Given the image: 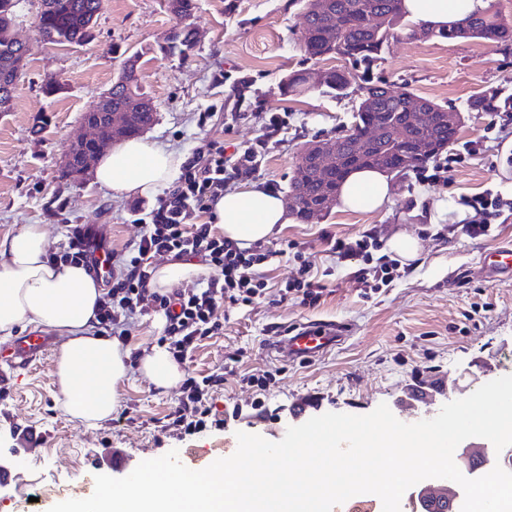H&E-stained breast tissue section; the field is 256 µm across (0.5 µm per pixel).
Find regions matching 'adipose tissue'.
Masks as SVG:
<instances>
[{"mask_svg":"<svg viewBox=\"0 0 512 512\" xmlns=\"http://www.w3.org/2000/svg\"><path fill=\"white\" fill-rule=\"evenodd\" d=\"M406 16L444 29L481 11L486 0H403ZM181 160L142 138L118 143L103 153L95 181L112 197L149 196L173 182ZM389 176L375 169L351 172L338 190L344 209L374 212L391 200ZM214 219L226 238L240 246L267 239L289 221L281 197L258 187L226 191L214 206ZM48 240L41 225L29 224L0 240V335L39 324L64 341L55 358L58 393L65 411L88 425L109 419L118 403L116 386L128 373L129 352L118 339L94 330L102 286L82 266L47 264ZM141 373L156 387H174L182 371L165 347L140 356Z\"/></svg>","mask_w":512,"mask_h":512,"instance_id":"1","label":"adipose tissue"}]
</instances>
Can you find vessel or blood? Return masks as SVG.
Wrapping results in <instances>:
<instances>
[{"mask_svg":"<svg viewBox=\"0 0 512 512\" xmlns=\"http://www.w3.org/2000/svg\"><path fill=\"white\" fill-rule=\"evenodd\" d=\"M482 267L490 280L511 278L512 246L507 245L485 255ZM347 331L348 326L344 323H299L288 336L277 340L272 350L279 359L287 362L315 360L340 344ZM54 344V338L47 331L34 330L18 337L10 345L8 359L12 366L26 368L48 356Z\"/></svg>","mask_w":512,"mask_h":512,"instance_id":"1","label":"vessel or blood"}]
</instances>
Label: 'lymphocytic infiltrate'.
<instances>
[{
	"instance_id": "f902f5d3",
	"label": "lymphocytic infiltrate",
	"mask_w": 512,
	"mask_h": 512,
	"mask_svg": "<svg viewBox=\"0 0 512 512\" xmlns=\"http://www.w3.org/2000/svg\"><path fill=\"white\" fill-rule=\"evenodd\" d=\"M251 83V78L245 76L233 80L230 91L234 105L217 119L229 132L248 114L258 115L262 120L260 134L230 150L223 140H212L206 152L185 161L178 183L165 196L153 205L135 207L142 230L124 249L111 254L112 270L96 314L100 333L123 340L137 317L163 315L166 325L162 340L172 358L181 362L203 338L223 332L224 320L218 313L223 305L250 307L268 297L305 309L320 305L326 285L313 274L303 250L292 254L298 265L295 275L276 286L268 277V267L276 256L270 244L260 241L239 247L208 220L215 203L231 185L260 176L270 141L288 132V113L266 111L261 99H247ZM246 103L251 113H243ZM466 204L473 216L461 230L474 240L488 236L495 221L504 213H512L511 198L490 192L467 199ZM68 234L67 250L47 253V261L91 266V256L103 246V239L93 231H80L74 224ZM323 239L338 261L351 267L350 280L362 295L377 292L408 272L399 260L383 254L375 230H365L352 238L327 232ZM164 256L199 260L209 273L173 288L152 287L154 261ZM233 371V366L227 364L204 375L187 376L180 385L179 403L170 415L171 428L191 435L215 420L214 397L223 391L224 378Z\"/></svg>"
}]
</instances>
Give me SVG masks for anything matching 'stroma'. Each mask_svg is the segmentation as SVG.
Listing matches in <instances>:
<instances>
[{"instance_id": "1", "label": "stroma", "mask_w": 512, "mask_h": 512, "mask_svg": "<svg viewBox=\"0 0 512 512\" xmlns=\"http://www.w3.org/2000/svg\"><path fill=\"white\" fill-rule=\"evenodd\" d=\"M196 3L197 42L181 56L165 49L174 23L166 0H100L93 37L80 45L37 41L39 2L19 0L13 31L30 51L12 108L0 112V239L39 224L50 251L60 252L68 247L71 224L95 225L117 250L138 235L133 208L141 201L154 204V197L116 199L92 175L78 182L59 176L82 115L111 88L131 56L138 60L140 91L157 110L146 139L185 159L206 151L211 140L223 135L220 127L201 118L229 105L225 75H253L251 97L292 118V130L271 144L255 181L260 188L277 184L282 195L301 153L349 122L370 79L409 84L415 94L463 111L459 138L479 142L482 149L455 164L445 183L423 184L413 174L392 178V202L383 210L356 212L337 206L313 221L283 225L272 235L282 254L271 265V278L278 282L294 273L286 249L295 243L303 247L315 272L326 273L327 294L313 309L269 300L250 308L221 309L223 334L199 342L182 368L190 375L206 373L223 366L227 357L238 358V373L227 378L218 402L222 429L186 437L171 431L159 438L179 390L154 387L135 370L117 386L119 405L134 408L135 423L107 420L88 426L70 417L56 398L54 357L24 370L0 360V375L8 377L10 386L9 395L0 399V446L16 449L21 459L17 482L7 486L0 512H17L19 500L35 486L45 488L47 508L89 497L82 478L94 466L110 474L106 455L111 450L126 454L134 467L171 450L191 448L194 456L182 462L192 469L234 454L240 431L278 441L279 429L299 423L290 414L298 398L313 399V417L327 412L366 415L384 403L403 421L408 414L401 400L411 386L428 388L443 380L468 395L512 375V280L488 282L481 269L486 249L512 244V217L476 240L458 232L443 240L433 235L458 222L456 212L436 213L437 200L459 205L488 190L512 197V136L499 142L498 131L490 127L493 113L466 109L468 100L484 89L512 93V45L419 39L411 34L416 26L411 20L390 38L384 61L365 74L338 58H306L300 49V0ZM331 67L348 69L345 95L319 89L297 96L283 93L288 76ZM48 73L62 80L61 92L51 98L40 91ZM371 228L386 239L408 234L417 240L418 250L405 277L366 298L350 281L348 268L327 252L321 236L329 231L353 237ZM325 320L351 324L345 342L318 360L285 363L265 393L264 408L253 409L247 376L276 364L265 344L266 329Z\"/></svg>"}]
</instances>
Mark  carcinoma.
<instances>
[{
  "instance_id": "1",
  "label": "carcinoma",
  "mask_w": 512,
  "mask_h": 512,
  "mask_svg": "<svg viewBox=\"0 0 512 512\" xmlns=\"http://www.w3.org/2000/svg\"><path fill=\"white\" fill-rule=\"evenodd\" d=\"M18 0H0V112L11 108L14 91L24 76V64L29 47L12 40ZM174 25L166 36L171 53L185 54L196 44L192 18L196 0H167ZM99 0H39L36 32L45 44H82L93 37ZM305 26L302 47L310 59L339 56L365 71L373 69L383 59L393 31L401 25L404 13L401 0H303ZM382 19L380 25L374 19ZM336 30V42L323 38L325 30ZM416 38L446 40L478 39L493 43L512 42V21L504 19L494 4L465 19L448 30L428 27L412 30ZM136 69V60L128 58L120 74L108 90L105 103H97L92 112L121 109L129 113L128 136H138L151 125L152 103L138 93L137 84L130 81ZM349 83V73L329 68L317 75L300 72L288 79L287 89L294 95L308 86L327 88L340 95ZM383 128L384 140H375L374 130ZM352 131L345 139L344 150L336 169L329 174L316 171L312 162L299 157L290 190L298 191L300 206L298 218L306 220L305 209L320 204L328 196H337L345 176L357 168L390 171L401 177L433 159L453 143L457 131L448 126V111L443 105L414 94L406 85L391 86L372 82L353 109L352 120L339 131ZM422 140L429 146L428 153L417 155L413 145Z\"/></svg>"
}]
</instances>
